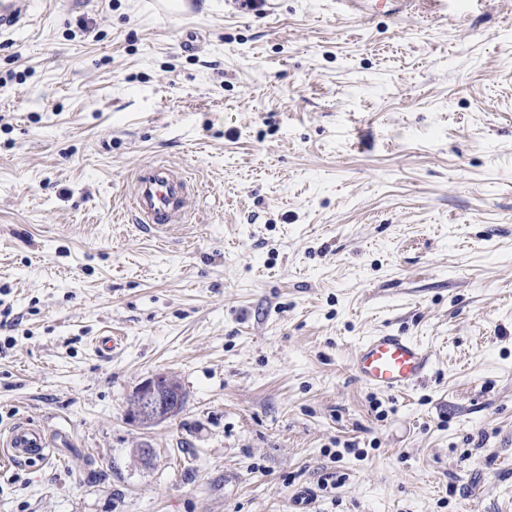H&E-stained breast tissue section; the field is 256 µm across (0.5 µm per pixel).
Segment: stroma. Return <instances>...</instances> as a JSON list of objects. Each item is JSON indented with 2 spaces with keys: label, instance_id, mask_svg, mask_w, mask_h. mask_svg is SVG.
Masks as SVG:
<instances>
[{
  "label": "stroma",
  "instance_id": "obj_1",
  "mask_svg": "<svg viewBox=\"0 0 512 512\" xmlns=\"http://www.w3.org/2000/svg\"><path fill=\"white\" fill-rule=\"evenodd\" d=\"M30 2L0 434L54 453L0 469V512H512V0ZM152 163L198 188L171 231L126 210ZM383 329L431 357L401 394L351 372ZM158 375L185 406L142 429ZM163 378L165 379L163 383L166 388L175 393L176 401L174 404H171V399H168L167 404L160 401L156 396L157 384ZM174 383V379L165 376L145 381L133 395L135 402L128 410V420L141 428H151L168 420L174 410L173 406L179 405L183 398L182 390L175 387ZM49 456L50 450L44 430L31 423L15 426L5 448H1L2 465L43 461Z\"/></svg>",
  "mask_w": 512,
  "mask_h": 512
}]
</instances>
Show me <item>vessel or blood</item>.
Here are the masks:
<instances>
[{"instance_id": "b4317fda", "label": "vessel or blood", "mask_w": 512, "mask_h": 512, "mask_svg": "<svg viewBox=\"0 0 512 512\" xmlns=\"http://www.w3.org/2000/svg\"><path fill=\"white\" fill-rule=\"evenodd\" d=\"M29 7V0H0V32L19 28ZM130 206L136 223L169 227L187 222L195 207V193L179 171L166 165H148L135 177ZM430 366V356L418 340L382 330L359 343L351 371L364 386L401 393L424 378ZM49 455L43 429L24 423L12 429L5 448L0 449V462L27 464Z\"/></svg>"}]
</instances>
